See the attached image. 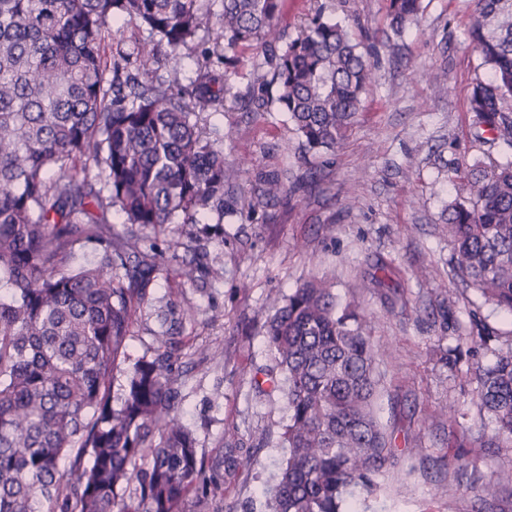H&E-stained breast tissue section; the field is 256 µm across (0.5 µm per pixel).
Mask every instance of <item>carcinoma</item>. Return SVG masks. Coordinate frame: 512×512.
Returning <instances> with one entry per match:
<instances>
[{
    "label": "carcinoma",
    "mask_w": 512,
    "mask_h": 512,
    "mask_svg": "<svg viewBox=\"0 0 512 512\" xmlns=\"http://www.w3.org/2000/svg\"><path fill=\"white\" fill-rule=\"evenodd\" d=\"M220 3L221 10L213 9ZM283 0H0V512H210L224 458L185 425L171 342L132 359L131 329L164 251L141 231L223 223L239 169L199 125L225 107L224 70L248 50L253 80L232 109L288 113L303 156L333 155L374 67L322 0L296 36ZM468 38L488 78L467 98L474 136L498 157L448 204L457 276L512 314V0H472ZM421 0H388L397 43ZM136 18L149 41L107 61L108 20ZM212 45L198 40L211 17ZM200 56L192 89L157 73L162 48ZM101 188H96L97 184ZM284 191L258 174L249 208ZM124 217L112 228L108 213ZM94 259L77 264L79 252ZM266 383L288 412L263 512H368L393 465L374 411L383 356L364 317L306 281L264 326ZM495 442L512 444V350L474 370ZM67 470L61 469V463Z\"/></svg>",
    "instance_id": "1"
}]
</instances>
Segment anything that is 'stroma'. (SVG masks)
<instances>
[{"label": "stroma", "mask_w": 512, "mask_h": 512, "mask_svg": "<svg viewBox=\"0 0 512 512\" xmlns=\"http://www.w3.org/2000/svg\"><path fill=\"white\" fill-rule=\"evenodd\" d=\"M387 5L336 0L333 17L353 40L376 33L368 50L377 76L335 157L302 158L285 113H212L225 158L247 168L239 196L270 170L284 173V192L219 225L143 234L164 260L136 313L131 352L152 347L156 310L167 304L185 422L200 451L239 461L224 474L223 512H261L257 490L283 454L286 416L253 381L271 363L264 323L275 298L313 276L365 316L387 352L378 416L397 458L371 512H475L482 486L512 472V446L486 445L496 424L470 375L512 349V315L457 277L442 217L469 191L461 171L497 153L475 139L467 108L473 83L486 76L466 39L472 8L422 0L419 23L393 48L382 35ZM195 247L207 251L208 267L190 282L179 270ZM479 333L486 344L474 343ZM455 460L465 462L464 475L451 469Z\"/></svg>", "instance_id": "obj_1"}]
</instances>
